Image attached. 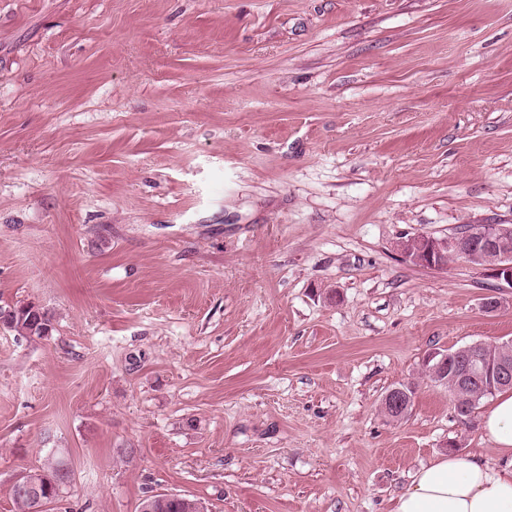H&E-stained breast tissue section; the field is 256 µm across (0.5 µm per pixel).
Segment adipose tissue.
<instances>
[{
    "mask_svg": "<svg viewBox=\"0 0 512 512\" xmlns=\"http://www.w3.org/2000/svg\"><path fill=\"white\" fill-rule=\"evenodd\" d=\"M483 427L503 464L453 451L436 456L413 474L392 512H512V391L484 413Z\"/></svg>",
    "mask_w": 512,
    "mask_h": 512,
    "instance_id": "adipose-tissue-1",
    "label": "adipose tissue"
}]
</instances>
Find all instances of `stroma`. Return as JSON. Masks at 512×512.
<instances>
[{
    "instance_id": "obj_1",
    "label": "stroma",
    "mask_w": 512,
    "mask_h": 512,
    "mask_svg": "<svg viewBox=\"0 0 512 512\" xmlns=\"http://www.w3.org/2000/svg\"><path fill=\"white\" fill-rule=\"evenodd\" d=\"M512 224V0H0V512H391L448 444L430 353L512 296L401 238ZM412 385L401 421L385 394ZM27 305L28 303L14 305L15 314L13 315L8 328L19 336H36L39 338L48 336L52 328L51 316L48 315V312H45V316H47V318L45 320H40L36 314L31 312ZM45 324H48L50 328ZM62 463L59 461L50 462L46 468L36 471H29L34 476H38L41 472L43 476H52L60 467ZM29 473L25 472L18 478L19 485L23 492L26 493L27 497L21 493V490L15 482L11 487L12 502L15 508V512H48L47 509L51 505L48 501L52 499V496L56 491L59 490L57 485L52 479L44 478V481L35 480L29 477ZM33 504H32V503ZM154 512H207V507L201 500L186 495H179L173 501L156 499L153 506Z\"/></svg>"
}]
</instances>
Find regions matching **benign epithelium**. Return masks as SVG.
<instances>
[{
	"instance_id": "1",
	"label": "benign epithelium",
	"mask_w": 512,
	"mask_h": 512,
	"mask_svg": "<svg viewBox=\"0 0 512 512\" xmlns=\"http://www.w3.org/2000/svg\"><path fill=\"white\" fill-rule=\"evenodd\" d=\"M512 237V224H486L479 229L457 233L445 238L417 235L402 240L398 250L410 262L435 270L448 269V258L464 255L477 261L487 276L497 281V288L512 291V251L504 246V241ZM449 353L434 352L427 362L431 364L432 377L435 380H448ZM493 383L512 386V364L508 358L499 359L495 369ZM412 396L403 387L390 390L382 401V410L394 414L407 411ZM23 492L34 504V512H46L49 500L58 487L49 478L35 480L25 472L18 478Z\"/></svg>"
}]
</instances>
